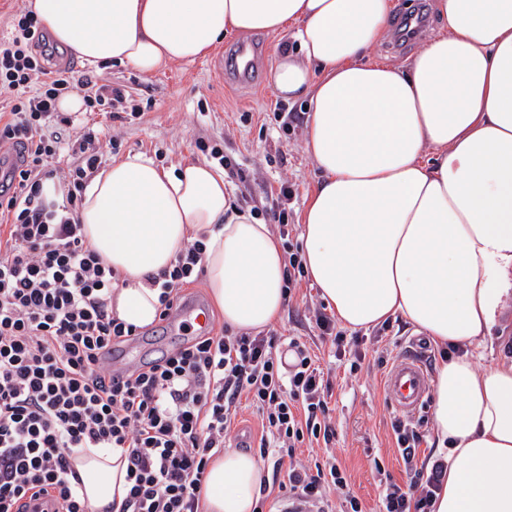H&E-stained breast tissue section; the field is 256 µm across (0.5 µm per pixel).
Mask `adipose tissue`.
I'll use <instances>...</instances> for the list:
<instances>
[{"instance_id":"1","label":"adipose tissue","mask_w":512,"mask_h":512,"mask_svg":"<svg viewBox=\"0 0 512 512\" xmlns=\"http://www.w3.org/2000/svg\"><path fill=\"white\" fill-rule=\"evenodd\" d=\"M440 32L407 65L372 59L392 0H27L60 47L95 65L152 73L207 57L225 34H295L273 71L305 100L304 149L322 173L302 219L306 275L355 330L401 317L455 347L435 375L437 450L448 462L435 512H512V359L476 369L512 302V0H434ZM84 238L114 271L112 314L158 318L145 275L205 245V286L228 327L261 331L285 305L281 241L238 210L214 166L115 160L85 188ZM90 512L127 490L117 448L71 458ZM257 459L211 461L205 512H254Z\"/></svg>"}]
</instances>
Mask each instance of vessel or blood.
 Here are the masks:
<instances>
[{
  "label": "vessel or blood",
  "mask_w": 512,
  "mask_h": 512,
  "mask_svg": "<svg viewBox=\"0 0 512 512\" xmlns=\"http://www.w3.org/2000/svg\"><path fill=\"white\" fill-rule=\"evenodd\" d=\"M237 68L234 75L238 81L248 82L253 78L255 49L242 43L237 48ZM430 388V374L425 351L419 340H410L404 354L396 360L385 378V391L391 404L400 412L414 413L426 400Z\"/></svg>",
  "instance_id": "vessel-or-blood-1"
}]
</instances>
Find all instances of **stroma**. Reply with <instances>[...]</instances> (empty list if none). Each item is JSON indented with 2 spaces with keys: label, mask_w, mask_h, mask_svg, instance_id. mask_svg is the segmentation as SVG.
Masks as SVG:
<instances>
[{
  "label": "stroma",
  "mask_w": 512,
  "mask_h": 512,
  "mask_svg": "<svg viewBox=\"0 0 512 512\" xmlns=\"http://www.w3.org/2000/svg\"><path fill=\"white\" fill-rule=\"evenodd\" d=\"M258 44L254 84L224 81L218 68L221 54L231 53L236 43ZM276 38L258 32L225 34L207 58L192 63H173L144 74L123 65L88 66L78 58L70 64L76 74L90 73L98 84L121 89L125 95L116 105L119 120L113 121L115 144H101L103 164L129 154L141 153L169 167L186 161H209L197 140L219 146L231 158L235 170L227 183L240 206L269 209V197L281 181H288L294 196L290 223L301 224L307 194L321 175L303 147L306 114L301 104L285 105L274 82ZM325 303L310 280H303L295 296L284 306L272 328L285 337L307 341L333 384L332 421L336 439L331 448H301V463L333 454L345 468L351 491L360 498L364 512H379V498L387 483L408 487L396 448L391 422L397 411L383 388L386 368L377 364V352L399 350L416 328L395 318L389 328L359 331V343L347 346L345 356L334 358L331 346L317 335L313 315ZM193 327L181 330L153 324L146 328L136 348H119L120 363L138 364L193 336Z\"/></svg>",
  "instance_id": "stroma-1"
}]
</instances>
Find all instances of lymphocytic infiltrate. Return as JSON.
Listing matches in <instances>:
<instances>
[{
    "mask_svg": "<svg viewBox=\"0 0 512 512\" xmlns=\"http://www.w3.org/2000/svg\"><path fill=\"white\" fill-rule=\"evenodd\" d=\"M48 40L28 13L0 36V91L16 99L0 113V147L21 151L0 174V512H29L31 500L42 501L45 512H89L68 479L77 448L122 449L127 492L117 512H201L207 467L223 452L244 402L261 419L256 451L273 463L261 498L279 489L319 512H363L335 457L310 466L295 459L298 448L336 437L331 384L300 338L284 342L272 331L224 327L158 360L115 366L112 349L140 330L113 317L118 276L86 244L76 217L85 183L101 164L104 131L87 124L63 135L59 128L70 120L56 101L82 90L90 110L104 112L123 95L52 66ZM66 155L73 162L63 169L58 162ZM48 180L65 185L62 208L45 204ZM292 197L281 182L274 218L289 292L305 276L288 222ZM203 254V242H193L171 268L148 275L160 290L159 320L182 306L185 288L203 273ZM392 431L411 481L405 489L387 484L380 512H434L447 463L419 459L421 424L398 417Z\"/></svg>",
    "mask_w": 512,
    "mask_h": 512,
    "instance_id": "f902f5d3",
    "label": "lymphocytic infiltrate"
}]
</instances>
